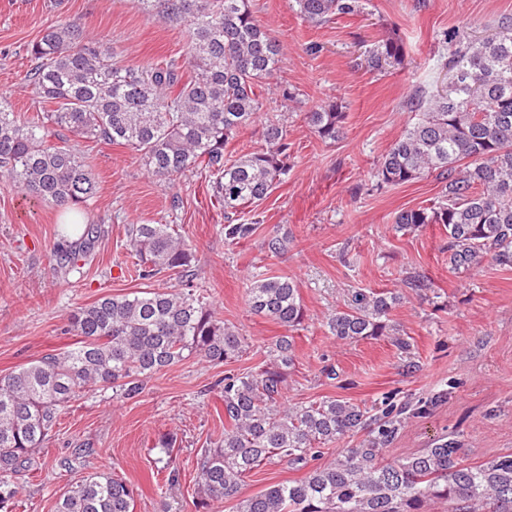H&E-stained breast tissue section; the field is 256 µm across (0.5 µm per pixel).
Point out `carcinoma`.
<instances>
[{"instance_id": "1", "label": "carcinoma", "mask_w": 512, "mask_h": 512, "mask_svg": "<svg viewBox=\"0 0 512 512\" xmlns=\"http://www.w3.org/2000/svg\"><path fill=\"white\" fill-rule=\"evenodd\" d=\"M142 3L157 16L188 24L187 65H122L80 25L47 27L30 48L28 81L39 111L22 120L0 101V179L69 211L90 202L98 182L66 145L67 135L121 144L171 186L187 172H209L212 195L224 210L225 238H246L254 225L239 223L242 209L267 198L289 170L286 127L259 121L261 92L279 69L282 44L255 18L250 0ZM295 4L299 16L315 25L362 9V0ZM444 40L454 46L445 63L453 77L433 95L415 90L409 106L419 118L388 146L371 176L380 185L428 176L444 184L445 202L401 210L394 224L410 232L443 225L451 269L467 272L486 262L511 267L512 18L500 19L490 37L464 39L452 29ZM404 52L399 37L387 36L371 53L372 67L399 64ZM303 120L321 141L334 143L344 137L347 113L328 98L303 113ZM256 126L264 147L225 158L240 131ZM69 222L62 237L73 231L79 242L62 244L54 257L71 272L84 266L100 227L75 217ZM128 234L138 272L146 278L168 273L180 286L108 294L81 306L70 316L77 340L69 349L0 376V510L17 494L13 476L86 388L112 387L129 399L142 393L145 379L191 355L220 364L245 351L236 327L197 294L192 248L174 225L132 224ZM288 244V237L275 234L264 248L277 256ZM247 301L252 314L287 331L304 324L305 307L291 277H252ZM399 301L391 291L354 290L326 327L339 340L393 336L405 352L410 344L390 319ZM293 351L294 337L283 336L266 368L220 380L228 428L197 455V512H210L216 503L232 504V512H430L435 502L448 505V512H512V455L467 466L458 441L441 440L386 460L405 413L390 396L371 420L367 409L335 398L282 404ZM369 421L376 424L370 439L319 462L326 446L354 436ZM268 464L307 473L242 496L244 478ZM135 494L125 480L94 471L71 485L54 512H133Z\"/></svg>"}]
</instances>
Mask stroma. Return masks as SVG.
<instances>
[{"instance_id": "stroma-1", "label": "stroma", "mask_w": 512, "mask_h": 512, "mask_svg": "<svg viewBox=\"0 0 512 512\" xmlns=\"http://www.w3.org/2000/svg\"><path fill=\"white\" fill-rule=\"evenodd\" d=\"M256 18L284 48L273 81L294 101L262 96L263 110L281 115L291 145L285 180L243 222L248 238L224 237V213L211 194L208 173H190L175 186L151 176L139 156L122 145L69 138L91 168L98 194L83 210L100 224L87 265L64 272L52 259L60 241V209L0 182V375L71 346L68 316L105 294L176 286L161 274L138 278L128 268V228L175 224L195 253L198 291L226 324L247 336L236 361L216 365L191 356L147 378L133 399L111 388H90L68 407L61 423L17 475L12 512H54L59 497L82 476L108 470L136 487L134 512H196V456L224 431L217 380L227 372L256 373L284 328L255 316L246 302L253 275L293 277L307 311L295 331L294 363L286 402L336 398L371 408L387 395L424 402L448 396L427 413L406 418L386 456L403 458L443 439L462 445V464L512 454V269L486 263L456 273L448 264L442 225L396 231L395 213L428 207L442 185L428 176L400 185H377V159L415 115L406 105L416 88L444 86L442 69L452 47L444 32L469 38L492 34L512 17V0H363V8L322 25L301 19L294 0H250ZM81 24L129 64L185 58L187 25L148 14L140 0H0V97L27 117L39 108L27 81V49L49 25ZM405 46L402 64L369 69L366 55L385 35ZM348 114L346 135L329 144L303 120L326 97ZM289 235L286 252H265L273 233ZM428 280L417 293L406 277ZM388 289L401 300L390 318L412 345L404 355L390 337L341 342L327 317L345 308L352 290ZM336 370L328 378L324 367ZM176 441L172 464L156 447Z\"/></svg>"}]
</instances>
